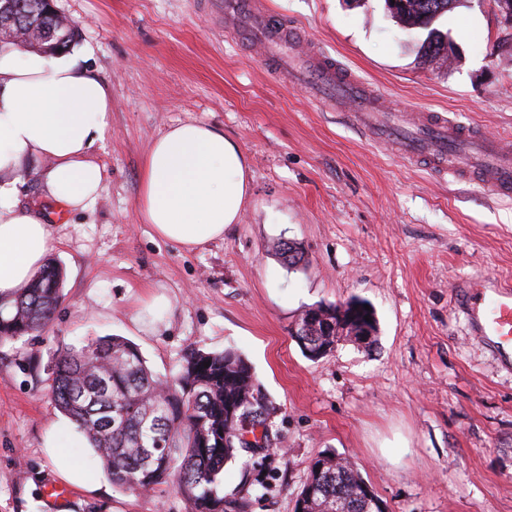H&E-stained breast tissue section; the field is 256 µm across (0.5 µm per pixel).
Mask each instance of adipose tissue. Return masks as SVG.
Here are the masks:
<instances>
[{"mask_svg":"<svg viewBox=\"0 0 512 512\" xmlns=\"http://www.w3.org/2000/svg\"><path fill=\"white\" fill-rule=\"evenodd\" d=\"M111 108L107 84L87 70L82 54L50 60L0 48V296L27 286L55 244L48 218L19 205L27 161L48 159L41 179L64 213L89 212L104 180L89 153L104 137ZM249 195V168L238 145L211 125L180 122L146 151L136 208L158 238L191 249L223 239ZM84 443L80 434L62 443L50 434L44 446L64 481L94 492L99 483L65 454Z\"/></svg>","mask_w":512,"mask_h":512,"instance_id":"obj_1","label":"adipose tissue"}]
</instances>
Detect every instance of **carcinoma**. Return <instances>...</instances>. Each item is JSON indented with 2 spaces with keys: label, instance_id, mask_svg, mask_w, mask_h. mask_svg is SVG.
<instances>
[{
  "label": "carcinoma",
  "instance_id": "carcinoma-1",
  "mask_svg": "<svg viewBox=\"0 0 512 512\" xmlns=\"http://www.w3.org/2000/svg\"><path fill=\"white\" fill-rule=\"evenodd\" d=\"M390 16L402 26L426 28L459 0H384ZM429 58L445 57L448 45L433 30L424 46ZM288 265L303 260L293 242H279ZM63 299V273L50 261L27 287L0 297V343L47 330ZM335 324L371 318V311L340 305H318ZM315 347L351 341L350 336L310 332ZM210 363L204 367V363ZM48 395L55 407L82 432L112 485L122 490L153 492L172 484L187 512H248L251 498L224 496V468L237 461L244 447L241 419L266 425L272 401L263 393L251 364L233 348L221 352L192 347L175 373H153L139 350L117 336L64 345L57 353ZM355 465L328 450L310 464L299 495L305 512H383Z\"/></svg>",
  "mask_w": 512,
  "mask_h": 512
}]
</instances>
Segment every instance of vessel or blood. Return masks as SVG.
I'll list each match as a JSON object with an SVG mask.
<instances>
[{
  "instance_id": "1",
  "label": "vessel or blood",
  "mask_w": 512,
  "mask_h": 512,
  "mask_svg": "<svg viewBox=\"0 0 512 512\" xmlns=\"http://www.w3.org/2000/svg\"><path fill=\"white\" fill-rule=\"evenodd\" d=\"M224 20L234 32L262 50L263 61L292 81L309 80L311 95L322 104L349 109L357 126L387 144L400 158L422 161L460 178L476 177L496 193H512V147L457 121L432 112H391L380 97L334 60L294 49L297 36L253 0H224ZM465 315L474 335L491 346L504 363L512 362V287L483 280L468 288Z\"/></svg>"
}]
</instances>
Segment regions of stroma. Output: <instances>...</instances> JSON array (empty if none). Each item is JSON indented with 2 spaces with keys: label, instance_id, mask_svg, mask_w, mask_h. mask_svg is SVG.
Wrapping results in <instances>:
<instances>
[{
  "label": "stroma",
  "instance_id": "35a3bbf8",
  "mask_svg": "<svg viewBox=\"0 0 512 512\" xmlns=\"http://www.w3.org/2000/svg\"><path fill=\"white\" fill-rule=\"evenodd\" d=\"M377 93L386 108L439 112L512 138V26L489 0L434 23L453 63L427 62L426 30L384 0H256ZM112 91L93 213L55 222L64 299L50 329L0 344V512H186L171 486L68 488L44 452L63 423L48 377L61 344L119 336L155 373L191 347L239 350L275 403L284 442L255 456L270 488L251 512H294L311 461L348 457L385 512H512V370L470 334L459 287L512 280V196L430 171L373 143L346 112L264 66L210 0H55ZM203 122L245 155L251 194L221 240L192 250L140 223L141 160L169 126ZM299 243L288 267L273 246ZM366 302L376 344L318 360L292 336L317 304Z\"/></svg>",
  "mask_w": 512,
  "mask_h": 512
}]
</instances>
